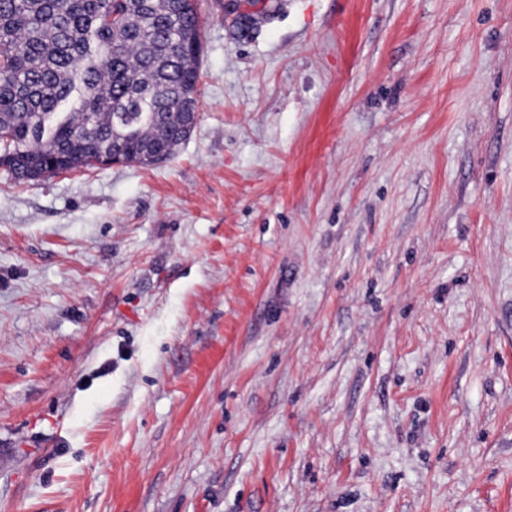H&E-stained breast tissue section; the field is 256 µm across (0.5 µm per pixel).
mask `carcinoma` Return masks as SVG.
I'll use <instances>...</instances> for the list:
<instances>
[{
    "instance_id": "obj_1",
    "label": "carcinoma",
    "mask_w": 512,
    "mask_h": 512,
    "mask_svg": "<svg viewBox=\"0 0 512 512\" xmlns=\"http://www.w3.org/2000/svg\"><path fill=\"white\" fill-rule=\"evenodd\" d=\"M200 50L196 0H0V167L28 182L171 157Z\"/></svg>"
}]
</instances>
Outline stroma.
<instances>
[{
  "mask_svg": "<svg viewBox=\"0 0 512 512\" xmlns=\"http://www.w3.org/2000/svg\"><path fill=\"white\" fill-rule=\"evenodd\" d=\"M169 159L0 168V512H512V0H198ZM267 5V0H224V18L247 28L251 17L265 12Z\"/></svg>",
  "mask_w": 512,
  "mask_h": 512,
  "instance_id": "stroma-1",
  "label": "stroma"
}]
</instances>
